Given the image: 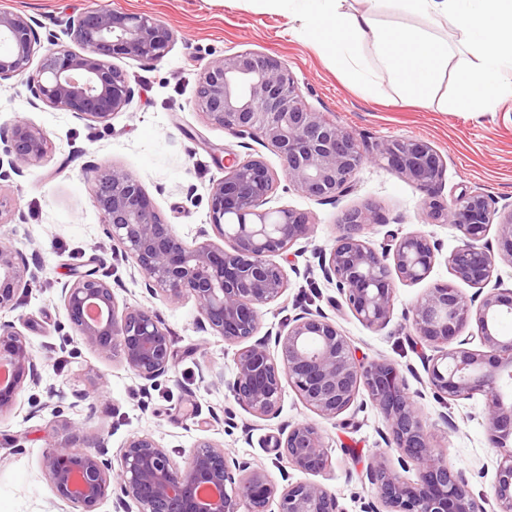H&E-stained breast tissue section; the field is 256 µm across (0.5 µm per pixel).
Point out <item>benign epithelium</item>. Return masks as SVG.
Masks as SVG:
<instances>
[{"instance_id": "obj_1", "label": "benign epithelium", "mask_w": 512, "mask_h": 512, "mask_svg": "<svg viewBox=\"0 0 512 512\" xmlns=\"http://www.w3.org/2000/svg\"><path fill=\"white\" fill-rule=\"evenodd\" d=\"M65 32L82 52L46 36L48 52L30 69L41 37L39 22L0 12V81L27 75L35 100L71 112L80 119L108 124L134 96L128 76L114 60L153 63L176 41L175 32L144 14L99 8L72 14ZM196 102L208 124L228 134L260 139L279 156L293 188L319 202L352 193L354 175L368 161L387 166L418 188L431 191L442 183L443 163L432 146L418 139H385L364 144L346 128L308 109L285 64L270 54L240 52L216 59L201 73ZM6 159L0 158V181L40 163L47 154V134L25 120L0 132ZM224 177L212 184L209 225L191 242L178 236L157 211L140 181L116 165H93L84 171L103 230L114 248L137 267L150 295L169 305L194 299L200 317L196 328L208 330L235 352L234 400L259 417L278 414L282 379L307 408L333 419L365 388L383 415L387 442L402 468L413 464L417 479L406 480L379 455L365 476L376 486L382 508L371 512H485L465 475L448 467L432 443L416 401L406 391L401 370L383 359L358 358L347 337L320 310L302 308L286 316L276 334L254 339L259 307L279 299L288 278L272 260L314 233L312 217L290 207L266 209L277 173L261 157L241 158L233 151L219 157ZM8 168H3V164ZM490 196L462 192L452 203L428 201L425 219L455 224L465 240L446 258L455 281L437 283L411 307V327L434 354L427 358L428 385L441 399L486 397L487 438L504 449L493 486L499 512H512V401L501 383L512 378V335L501 323L512 317V289L492 281L495 254L482 240L498 221L503 257L512 264V206L496 207ZM380 223L378 208L367 205L346 213L338 225L336 245L318 253L320 268L345 296L349 309L370 328H382L393 311L392 275L417 284L431 273L438 245L424 235L392 236L382 250L363 238L365 227ZM35 272L11 238L0 232V310L13 309L29 292ZM476 292L466 298L458 283ZM493 288H488V285ZM70 326L103 357L119 354L139 378L156 382L174 366L171 332L160 312L150 307H118L111 284L87 272L62 288ZM475 321L482 349L461 337ZM251 344H246V341ZM40 375L30 343L12 322H0V415L13 410L25 382ZM278 458L290 467L319 474L331 459L313 423L288 430ZM43 466L61 499L94 512L113 497L129 512H265L279 499L280 512H344L336 494L316 482L280 486L263 467H251L212 441L191 448L185 466L174 462L150 436H133L116 459L104 443L76 438L51 447Z\"/></svg>"}]
</instances>
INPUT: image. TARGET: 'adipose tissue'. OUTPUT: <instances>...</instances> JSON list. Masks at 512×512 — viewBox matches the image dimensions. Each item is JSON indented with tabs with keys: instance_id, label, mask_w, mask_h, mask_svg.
Segmentation results:
<instances>
[{
	"instance_id": "adipose-tissue-1",
	"label": "adipose tissue",
	"mask_w": 512,
	"mask_h": 512,
	"mask_svg": "<svg viewBox=\"0 0 512 512\" xmlns=\"http://www.w3.org/2000/svg\"><path fill=\"white\" fill-rule=\"evenodd\" d=\"M308 22L309 39L334 50L368 94L381 82L401 97L420 100L435 91L457 59L460 93L451 109L491 111L496 98L512 97V0H363V9L342 12V0H259ZM403 15L380 20L383 10ZM455 32L443 38V23Z\"/></svg>"
}]
</instances>
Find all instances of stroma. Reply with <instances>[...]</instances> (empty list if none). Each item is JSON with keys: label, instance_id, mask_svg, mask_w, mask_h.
<instances>
[{"label": "stroma", "instance_id": "obj_1", "mask_svg": "<svg viewBox=\"0 0 512 512\" xmlns=\"http://www.w3.org/2000/svg\"><path fill=\"white\" fill-rule=\"evenodd\" d=\"M98 8L152 16L175 31L177 40L160 61L119 60L135 94L106 125L42 103L31 105L23 76L0 82V130L21 118L49 139L40 164L0 182V201L6 204L0 214L4 229L26 257L40 264L31 293L16 308L0 311V321H31L26 335L41 376L40 384H25L15 408L0 416V512H75L55 493L43 468L48 447L74 433L99 438L112 455L130 437L148 434L181 466L190 448L208 439L223 445L238 461L265 467L277 481L281 475L275 465L276 441L304 422L319 428L332 465L317 475L291 471V481L328 487L345 512H369L377 494L365 476L368 463L378 455L386 456L393 467L398 461L386 441L385 419L367 391H360L354 404L333 420L310 411L289 387L277 417L260 419L243 410L226 386L235 374V346L197 330L194 300L166 304L146 291L143 275L129 263L113 260L112 242L103 232V218L83 169L91 164L126 169L140 180L176 233L192 239L199 227L207 226L210 187L224 175L213 158L215 152L228 148L244 158L262 157L273 170L281 168L270 148L209 125L194 103L199 76L212 60L249 50L283 61L304 104L359 139L427 141L445 167L439 200L452 202L467 190L508 204L512 97L499 101L491 112L444 110L441 98L452 99L458 93L451 74L436 98L424 105L397 102L395 89L387 83L377 97H368L337 67L329 49L309 42L302 21L285 12L259 9L255 0H0V12L34 17L43 31L57 32L66 45L71 42L61 25L66 15ZM355 183L353 193L321 203L280 178L271 207L310 213L315 230L304 253L291 259L297 270L289 274L286 292L261 307L258 333H277L284 307L300 300L326 313L358 355L410 368L409 391L416 394L420 415L449 467L466 475L477 498L492 497L500 452L487 440L484 396L444 407L426 385L424 357L429 347H416L409 340L411 306L434 284L450 281L446 259L464 235L455 225L425 221L427 192L385 163H365ZM370 203L381 215L380 223L369 225L364 234L372 246L394 234L419 233L441 247L427 279L415 285L395 282L391 319L381 329L365 326L341 305L335 284L317 268L316 252L334 246L342 215ZM92 268L108 273L118 304L156 308L171 330L176 361L155 386L144 387L121 357L100 356L71 328L61 288L73 272ZM212 369L223 372L224 383H211L207 373ZM447 411L454 427L440 419ZM69 421L74 424L70 430L65 427Z\"/></svg>", "mask_w": 512, "mask_h": 512}]
</instances>
